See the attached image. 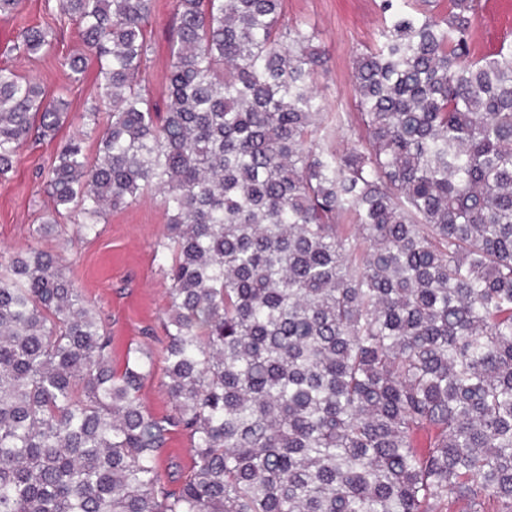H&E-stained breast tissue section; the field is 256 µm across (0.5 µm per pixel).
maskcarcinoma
<instances>
[{"instance_id": "1", "label": "carcinoma", "mask_w": 512, "mask_h": 512, "mask_svg": "<svg viewBox=\"0 0 512 512\" xmlns=\"http://www.w3.org/2000/svg\"><path fill=\"white\" fill-rule=\"evenodd\" d=\"M380 0L328 145L317 32L284 0H174L157 111L152 0H59L107 124L49 157L52 211L0 256V512H512V49L475 55L480 0ZM13 50L56 56L25 27ZM63 93L0 67V177L54 139ZM166 213L168 414L149 346L112 336L42 248L145 192ZM357 230L352 232L349 225ZM174 431L192 466L175 489ZM188 448L187 437L180 432H175L171 435L167 447L161 451L162 471L167 479L174 481L171 483L173 487L191 465Z\"/></svg>"}]
</instances>
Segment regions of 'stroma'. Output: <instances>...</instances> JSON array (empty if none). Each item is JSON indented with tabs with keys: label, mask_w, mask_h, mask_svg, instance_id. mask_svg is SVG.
<instances>
[{
	"label": "stroma",
	"mask_w": 512,
	"mask_h": 512,
	"mask_svg": "<svg viewBox=\"0 0 512 512\" xmlns=\"http://www.w3.org/2000/svg\"><path fill=\"white\" fill-rule=\"evenodd\" d=\"M380 0H286L287 21L305 20L318 28L319 47L327 63L318 76L329 111H350L353 100L352 70L356 55L378 37L384 18ZM50 29L57 39V57L36 60L12 51L10 45L24 27ZM173 25L172 0H153L148 25L152 53L148 78L154 99H161L168 71L169 35ZM79 46L74 21L58 8H45L44 0H23L20 11L0 15V66L36 80L50 92L66 91L70 109L60 136L84 131L82 118L97 97L95 67H87L81 82L69 83L60 58ZM54 149L52 140L30 143L8 180H0V253L26 247L28 231L39 224L53 202L40 170ZM166 216L158 197L145 196L131 205L109 212L99 234L90 240H73L69 252L77 262L73 277L112 332L113 360L122 364L128 348L145 341L146 329L160 330L169 285L154 254L165 230Z\"/></svg>",
	"instance_id": "1"
}]
</instances>
